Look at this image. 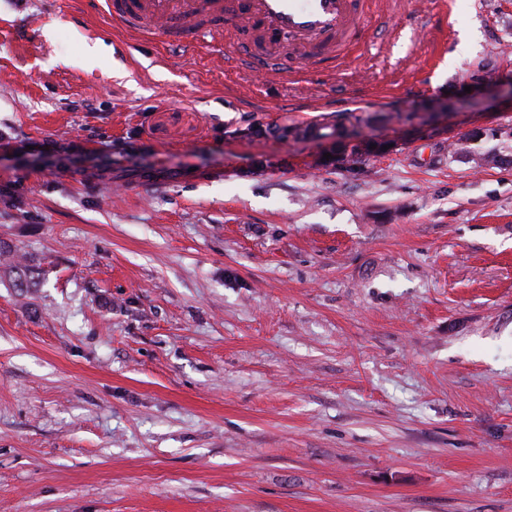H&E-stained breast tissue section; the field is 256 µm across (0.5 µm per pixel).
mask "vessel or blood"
I'll return each instance as SVG.
<instances>
[{
	"label": "vessel or blood",
	"mask_w": 512,
	"mask_h": 512,
	"mask_svg": "<svg viewBox=\"0 0 512 512\" xmlns=\"http://www.w3.org/2000/svg\"><path fill=\"white\" fill-rule=\"evenodd\" d=\"M370 0H112V17L147 36L177 37L189 48L216 52L206 24L256 44L224 59L228 71L291 70L297 59L337 61L356 50Z\"/></svg>",
	"instance_id": "b4317fda"
}]
</instances>
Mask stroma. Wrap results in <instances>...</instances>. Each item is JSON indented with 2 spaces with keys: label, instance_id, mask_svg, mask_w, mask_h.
<instances>
[{
  "label": "stroma",
  "instance_id": "obj_1",
  "mask_svg": "<svg viewBox=\"0 0 512 512\" xmlns=\"http://www.w3.org/2000/svg\"><path fill=\"white\" fill-rule=\"evenodd\" d=\"M380 10L257 79L0 0V512H512V0Z\"/></svg>",
  "mask_w": 512,
  "mask_h": 512
}]
</instances>
